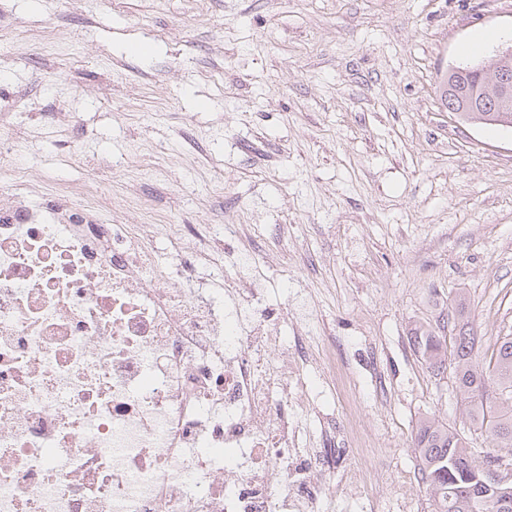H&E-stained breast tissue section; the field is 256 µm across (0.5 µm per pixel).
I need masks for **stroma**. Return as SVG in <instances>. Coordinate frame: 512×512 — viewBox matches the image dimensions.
I'll return each mask as SVG.
<instances>
[{"label": "stroma", "mask_w": 512, "mask_h": 512, "mask_svg": "<svg viewBox=\"0 0 512 512\" xmlns=\"http://www.w3.org/2000/svg\"><path fill=\"white\" fill-rule=\"evenodd\" d=\"M509 45L512 0H0V208L170 225L157 247L198 252L197 286L261 288L312 351L335 337L351 389L311 365L303 440L333 435L360 487L375 465L344 448L366 434L383 512H436L419 419L489 442L415 331L462 292L477 355L512 335V130L456 123L437 85Z\"/></svg>", "instance_id": "35a3bbf8"}]
</instances>
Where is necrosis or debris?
I'll return each instance as SVG.
<instances>
[{
	"label": "necrosis or debris",
	"instance_id": "4bbe7bcc",
	"mask_svg": "<svg viewBox=\"0 0 512 512\" xmlns=\"http://www.w3.org/2000/svg\"><path fill=\"white\" fill-rule=\"evenodd\" d=\"M160 231L0 211V512H323L336 465L287 409L306 338L257 290L181 288Z\"/></svg>",
	"mask_w": 512,
	"mask_h": 512
}]
</instances>
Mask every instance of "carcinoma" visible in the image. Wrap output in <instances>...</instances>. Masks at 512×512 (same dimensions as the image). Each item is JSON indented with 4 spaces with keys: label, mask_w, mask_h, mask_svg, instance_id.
Returning <instances> with one entry per match:
<instances>
[{
    "label": "carcinoma",
    "mask_w": 512,
    "mask_h": 512,
    "mask_svg": "<svg viewBox=\"0 0 512 512\" xmlns=\"http://www.w3.org/2000/svg\"><path fill=\"white\" fill-rule=\"evenodd\" d=\"M456 118L463 124L496 125L512 123V112H462ZM449 314V325L455 331L453 351H448L446 337L431 327L416 332L415 348L434 372L453 363V384L465 401L466 415L490 438L487 457L500 464L504 455L512 456V336L501 337L489 359L481 360L474 353L477 336L464 294L455 297ZM496 391L506 394V400L484 399ZM413 444L420 454L422 482L434 494L437 512H512V508L504 511L500 506L502 501L512 503V493L498 494L474 481L475 459L457 430L425 417L416 425Z\"/></svg>",
    "instance_id": "cac0c4a2"
}]
</instances>
